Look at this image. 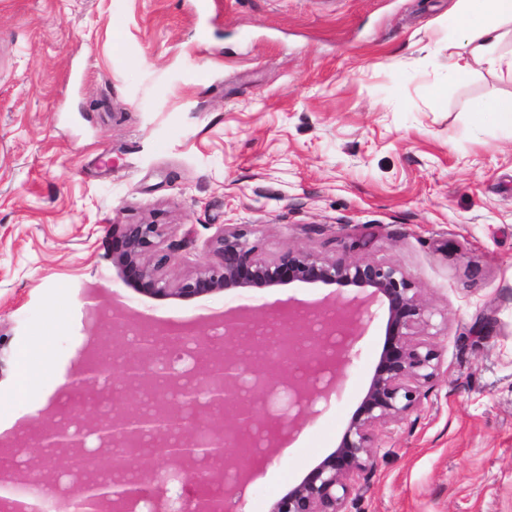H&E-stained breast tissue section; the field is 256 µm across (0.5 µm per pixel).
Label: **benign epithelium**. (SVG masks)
I'll return each mask as SVG.
<instances>
[{
	"mask_svg": "<svg viewBox=\"0 0 512 512\" xmlns=\"http://www.w3.org/2000/svg\"><path fill=\"white\" fill-rule=\"evenodd\" d=\"M161 225L125 224L112 238V262L120 279L139 293L158 300H190L213 293H242L303 283L331 287L340 303L337 315L322 322L320 334L307 339L302 327L307 311L288 298V320L271 319L262 306H240L224 313V335L218 344L187 340L195 360L192 376L140 373L141 360L128 366L125 388L113 393L103 413L90 393L109 376L96 362L84 360L67 389L79 394L73 412L76 427L57 418L46 419L37 431L44 462L0 471V488L37 484L48 487L57 504L72 512H135L148 495L154 512H169L170 488L175 480L189 491L190 512H226L237 490L255 477L254 463L229 456L230 449L248 437L249 446H261L257 457L269 456L277 439L291 434L317 402L339 392L349 352L362 322L379 302L386 307V336L378 364L358 409L350 418L335 450L301 481L276 496L269 512H347L346 504L362 489V481L376 465L378 431L401 421L419 402L421 390L437 376L438 354L421 338L427 325V305L421 289L391 262L348 257H320L294 249L265 258L240 224L224 226L209 240L214 261L179 278L167 268L175 252L191 239L158 250ZM276 332L297 337L309 354L308 374L289 371L274 383L268 374L254 371L250 361L265 356V339ZM189 331L160 330L149 340L155 356L167 352L166 342ZM279 389L288 393V406L277 409L270 397ZM150 436L154 451L176 463L174 473H126L83 482L74 495L53 479L49 464L54 452H71L69 469L85 456L87 438L103 450L139 444ZM202 461L224 464V492L215 490L217 471Z\"/></svg>",
	"mask_w": 512,
	"mask_h": 512,
	"instance_id": "1",
	"label": "benign epithelium"
}]
</instances>
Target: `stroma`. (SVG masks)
<instances>
[{
	"mask_svg": "<svg viewBox=\"0 0 512 512\" xmlns=\"http://www.w3.org/2000/svg\"><path fill=\"white\" fill-rule=\"evenodd\" d=\"M456 0H0V443L26 442L65 402L87 345L117 340L89 291L212 337L215 313L313 302L293 284L242 296L156 300L121 281L112 237L162 224L191 235L168 269L212 261L207 241L250 225L264 257L296 249L397 264L422 288L440 361L405 418L378 436L348 512H512V129L480 111L512 95L488 66L448 68ZM366 322L340 395L313 407L233 512L330 454L385 339ZM42 371L17 391L21 357Z\"/></svg>",
	"mask_w": 512,
	"mask_h": 512,
	"instance_id": "obj_1",
	"label": "stroma"
}]
</instances>
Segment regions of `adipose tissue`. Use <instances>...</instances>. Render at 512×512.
Here are the masks:
<instances>
[{
	"instance_id": "obj_1",
	"label": "adipose tissue",
	"mask_w": 512,
	"mask_h": 512,
	"mask_svg": "<svg viewBox=\"0 0 512 512\" xmlns=\"http://www.w3.org/2000/svg\"><path fill=\"white\" fill-rule=\"evenodd\" d=\"M449 17L465 35L451 54L456 74H469L474 65L487 63L505 68L512 77V55L501 53L499 33L502 24L512 23V0H457Z\"/></svg>"
}]
</instances>
